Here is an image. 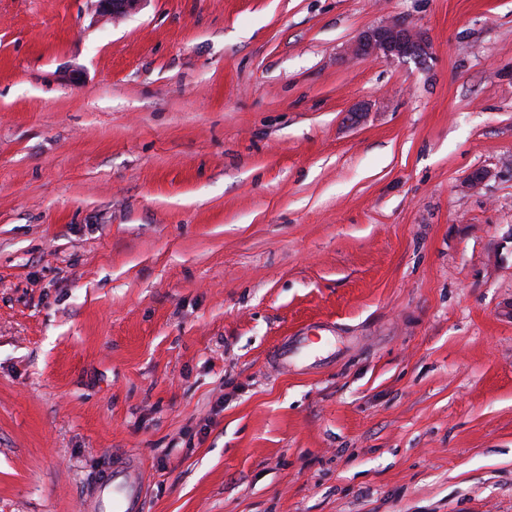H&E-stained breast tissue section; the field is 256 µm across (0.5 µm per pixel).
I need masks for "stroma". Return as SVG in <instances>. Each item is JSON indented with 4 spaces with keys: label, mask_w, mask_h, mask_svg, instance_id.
I'll list each match as a JSON object with an SVG mask.
<instances>
[{
    "label": "stroma",
    "mask_w": 512,
    "mask_h": 512,
    "mask_svg": "<svg viewBox=\"0 0 512 512\" xmlns=\"http://www.w3.org/2000/svg\"><path fill=\"white\" fill-rule=\"evenodd\" d=\"M125 455L146 512H512V0H0V512ZM98 17L101 20L116 18L135 12L143 0H96ZM425 49V41L418 32L395 21L359 33L350 46V53L356 58H369L379 54L403 58L420 56Z\"/></svg>",
    "instance_id": "obj_1"
}]
</instances>
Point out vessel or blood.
I'll use <instances>...</instances> for the list:
<instances>
[{
	"label": "vessel or blood",
	"instance_id": "obj_1",
	"mask_svg": "<svg viewBox=\"0 0 512 512\" xmlns=\"http://www.w3.org/2000/svg\"><path fill=\"white\" fill-rule=\"evenodd\" d=\"M86 509L87 512H144L140 463L125 458L113 460L89 492Z\"/></svg>",
	"mask_w": 512,
	"mask_h": 512
}]
</instances>
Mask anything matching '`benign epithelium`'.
Masks as SVG:
<instances>
[{"label":"benign epithelium","instance_id":"1","mask_svg":"<svg viewBox=\"0 0 512 512\" xmlns=\"http://www.w3.org/2000/svg\"><path fill=\"white\" fill-rule=\"evenodd\" d=\"M96 2L98 17L107 20L138 10L143 0H96ZM425 49V41L418 32L395 21L359 33L350 46V53L356 58H369L379 54L403 58L412 55L420 56Z\"/></svg>","mask_w":512,"mask_h":512}]
</instances>
